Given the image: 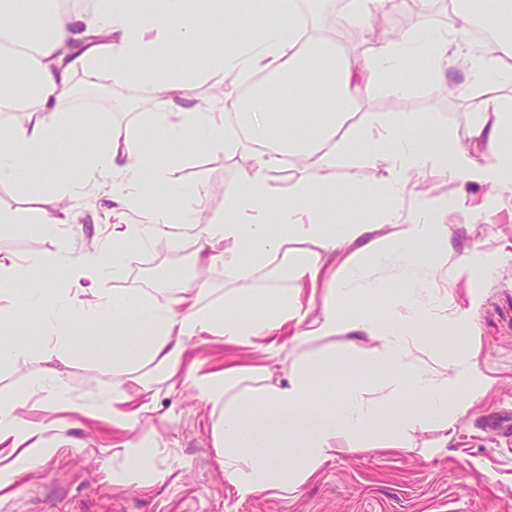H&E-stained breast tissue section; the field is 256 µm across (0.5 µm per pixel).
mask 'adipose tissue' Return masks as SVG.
Masks as SVG:
<instances>
[{
  "label": "adipose tissue",
  "instance_id": "1",
  "mask_svg": "<svg viewBox=\"0 0 512 512\" xmlns=\"http://www.w3.org/2000/svg\"><path fill=\"white\" fill-rule=\"evenodd\" d=\"M237 0H144L140 18H133L129 0H93L91 11L60 8L58 0H0V28L11 31L20 44L0 67V185L24 186L30 156L76 136L78 119L70 105L77 72L106 71L113 82H137L150 87L155 108L145 128L157 143L168 146L188 139L205 151L251 154L253 165L223 214L208 218L176 216L159 209L144 214L140 224L129 223L127 213L141 210L145 188L160 194L175 186L166 168L156 166L152 154L135 149L128 131L112 126L90 139H78L89 161L83 181L88 189H104L120 207L112 224L109 244L80 258L68 251L51 257L31 256L24 264L0 257V279L24 277L31 293L42 286L43 268L64 273L70 306L48 320V354L70 346L71 313L96 317L112 315L114 334L132 333L136 324L154 327L147 351L156 374L171 377L183 364L189 345L221 342L248 347L267 340V352L280 357L286 344L276 336L293 326V341H313L339 334L370 342L358 359L359 367L382 369L380 396L353 389L331 411L312 403L314 363L292 365L289 374L270 382L265 365H226L218 372H193L186 378L196 397L218 413L212 428L216 447L224 453V476L240 495L267 491L296 492L328 461L377 438L383 448L417 447V436L427 430L447 431L449 389L460 386L470 371L461 358L423 367L411 359L428 330L455 322L464 325V312H449L447 300L435 288L449 277L472 273L471 262L461 259L454 275H447L448 229L455 214L466 208L469 188L483 186L506 200L512 193V99L494 95L498 83L512 79V0H459L456 20L448 30L426 26L404 32L359 57L338 51L332 39L306 34L301 22L260 25L252 39L233 51L215 56L209 69L189 66L159 72L153 62L160 55L179 51L190 58L203 37L219 40L222 26L215 17L235 12ZM28 19L14 26L16 16ZM498 33L484 49H460L459 41L475 25ZM463 65L471 76L468 96L481 100V113L466 129L467 144L454 142L443 127L417 112L366 114L357 121L360 102L371 96H396L408 90L420 75L442 82L449 67ZM329 74L331 90L289 98L287 112L276 107L270 93L254 102L234 105L236 124L223 111L191 102L192 88L211 75H285L291 78L312 71ZM378 172L370 192L394 200L395 207L352 224H331L324 204L335 203L345 188L303 178L292 182L282 198H275L273 181L281 171L302 165L317 171L335 168L341 161ZM446 176L450 193L425 188L430 172ZM54 210H42L36 221L51 235L77 221L71 202L76 193L67 179H52ZM191 225L198 245L199 269L223 265L237 282L259 272L275 277L285 271L292 283L278 296L276 307L262 316L240 317L235 308L244 294L234 288L224 294L223 308L206 305L210 283L200 274L175 279L168 288L166 306L147 292L132 291L105 299L101 280L125 271L127 247L166 234L173 222ZM281 236H272L270 226ZM300 244L298 256H289L288 242ZM357 247L333 272L325 266L336 252ZM427 252L429 262L418 259ZM393 265L407 288L398 300V320L380 324L367 318L354 301L366 300L380 287L376 269ZM321 290L320 307L303 303L309 290ZM423 391L433 410L418 416L400 410L409 390ZM134 397L124 383L112 386L107 403L92 409L58 388L53 404L58 410L111 419L130 430L139 422ZM26 397L0 402V444L24 447L34 453L43 432L23 410ZM400 410L396 430H387L388 415ZM301 452V463L285 465V449Z\"/></svg>",
  "mask_w": 512,
  "mask_h": 512
}]
</instances>
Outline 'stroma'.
I'll return each instance as SVG.
<instances>
[{"label":"stroma","instance_id":"obj_1","mask_svg":"<svg viewBox=\"0 0 512 512\" xmlns=\"http://www.w3.org/2000/svg\"><path fill=\"white\" fill-rule=\"evenodd\" d=\"M405 7L406 0H395L388 14L357 27L360 52L411 28H448L453 19L446 0H421L420 10L407 22L401 19ZM468 81L467 72L452 68L439 88L423 81L396 98L366 99L358 111L421 112L460 141L474 102L448 89ZM96 101L89 109L83 97L75 99L84 127L127 128L138 148L153 152L158 164H167L168 151L139 135L153 109L146 87L116 84ZM246 160L240 153L205 152L173 167L176 190L166 205L187 212L201 206L209 216L223 212L240 185ZM85 161L84 152L65 145L31 160L29 186H0V199L25 217L21 224L0 223V257L21 261L65 247L76 258L109 242L112 226L105 212L110 202L98 191L77 200L78 226L63 237L40 235L32 226L39 210L54 206L47 190L51 178L78 180ZM469 204L472 214L450 229L448 251L455 257H476L492 271L448 284L450 308L467 312L465 340L450 329L434 332L414 353L424 364L446 353L468 358L473 367L463 389L468 407L447 432L422 434V447L411 451L358 448L340 454L292 494L243 497L224 477L209 410L182 375L154 385L146 397L150 412L130 432L108 420L55 412L35 397L25 412L45 425V452L31 458L0 447V512H512V444L495 427L512 409V208L495 205L480 188L472 190ZM194 251L188 236L177 246L161 236L129 246L125 275L104 278L102 294L108 299L128 288L157 289L162 276H193ZM26 293L21 279L0 285V317L13 323V340L26 353L17 364L0 363V401L23 395L35 381L57 376L69 394L94 408L111 394L114 383H132L152 370V362L143 356L148 330L116 336L108 319H92L66 353L45 356L43 312L27 303ZM117 355L125 358V365L114 364ZM261 356L252 348L201 344L191 350L183 369L214 371L230 358L244 363ZM294 357L335 358V371L317 374L318 381L333 380L335 399L355 385L377 391L383 378L378 370H355L345 336L303 343ZM129 437L152 443L150 459L134 473L120 449Z\"/></svg>","mask_w":512,"mask_h":512}]
</instances>
